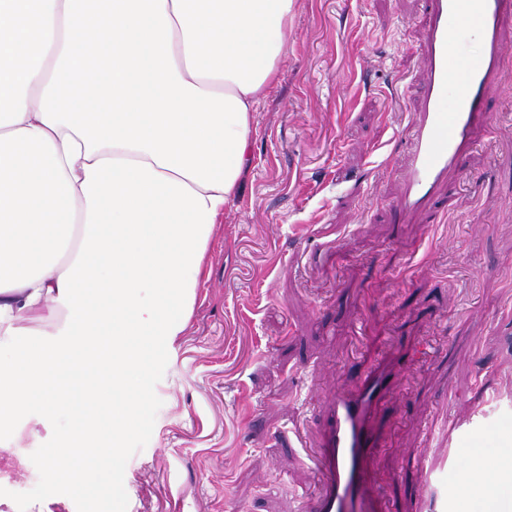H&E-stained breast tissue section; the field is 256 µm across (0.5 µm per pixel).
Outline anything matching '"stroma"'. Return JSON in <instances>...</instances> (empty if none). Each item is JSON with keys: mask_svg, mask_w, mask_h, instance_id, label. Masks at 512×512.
Returning a JSON list of instances; mask_svg holds the SVG:
<instances>
[{"mask_svg": "<svg viewBox=\"0 0 512 512\" xmlns=\"http://www.w3.org/2000/svg\"><path fill=\"white\" fill-rule=\"evenodd\" d=\"M423 9L297 0L192 316L155 358L147 426L119 450L120 506L54 485L62 415L0 427V512H300L329 395L383 352L397 391L373 477L389 512H421L408 462L456 455L454 423L512 420V67L443 189L445 222L396 223Z\"/></svg>", "mask_w": 512, "mask_h": 512, "instance_id": "obj_1", "label": "stroma"}]
</instances>
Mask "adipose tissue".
Masks as SVG:
<instances>
[{"label":"adipose tissue","mask_w":512,"mask_h":512,"mask_svg":"<svg viewBox=\"0 0 512 512\" xmlns=\"http://www.w3.org/2000/svg\"><path fill=\"white\" fill-rule=\"evenodd\" d=\"M295 3L0 0V420L68 414L58 476L142 424Z\"/></svg>","instance_id":"1"}]
</instances>
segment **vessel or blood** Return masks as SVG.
Instances as JSON below:
<instances>
[{
  "mask_svg": "<svg viewBox=\"0 0 512 512\" xmlns=\"http://www.w3.org/2000/svg\"><path fill=\"white\" fill-rule=\"evenodd\" d=\"M426 37L419 56L422 81L418 107L410 122L411 150L403 187L393 209L399 221L423 215L426 223L443 219L431 202L448 178L459 175L477 142L492 123L487 93L498 86L508 49L505 27L512 22V0H424ZM455 31H472L477 50L460 55ZM395 388L389 367L373 362L353 389L338 393L318 442L321 489L307 512H383V495L372 473L380 446L378 418ZM498 450L484 480L491 493L479 501L481 512H512V497L493 490L512 481V440L490 434ZM466 454L454 466L411 463L425 512H447L449 472H463Z\"/></svg>",
  "mask_w": 512,
  "mask_h": 512,
  "instance_id": "vessel-or-blood-1",
  "label": "vessel or blood"
}]
</instances>
